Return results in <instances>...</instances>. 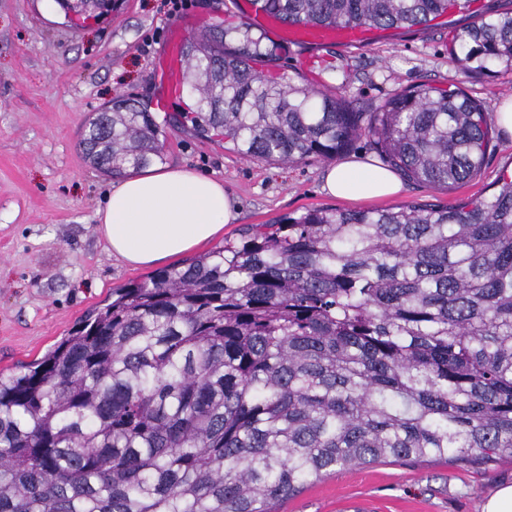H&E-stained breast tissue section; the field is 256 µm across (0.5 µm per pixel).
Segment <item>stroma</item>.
Instances as JSON below:
<instances>
[{"instance_id":"1","label":"stroma","mask_w":512,"mask_h":512,"mask_svg":"<svg viewBox=\"0 0 512 512\" xmlns=\"http://www.w3.org/2000/svg\"><path fill=\"white\" fill-rule=\"evenodd\" d=\"M236 0H119L100 22L73 29L55 0H0V374L19 373L41 357L113 288L145 277L112 257L95 213L111 176L91 167L79 146L93 113L117 97L151 101L162 124L170 167L218 177L240 207L238 225L268 224L311 208L387 209L443 206L485 196L512 168V137L494 132L480 174L456 189L409 181L387 200L348 201L323 189L325 163L246 160L223 143L169 124L184 109L160 107L159 59L178 21L191 32L240 23ZM473 12L439 18L425 31L379 30L350 47L329 42L312 53L268 35L285 78L331 90L371 112L412 85L460 86L486 112L512 98V72L465 78L451 51L456 30L474 12H512V0H475ZM512 483V460L476 468L438 461H385L313 481L283 512H482L491 492Z\"/></svg>"}]
</instances>
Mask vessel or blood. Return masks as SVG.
Segmentation results:
<instances>
[{"label": "vessel or blood", "mask_w": 512, "mask_h": 512, "mask_svg": "<svg viewBox=\"0 0 512 512\" xmlns=\"http://www.w3.org/2000/svg\"><path fill=\"white\" fill-rule=\"evenodd\" d=\"M243 11L253 24L277 33L282 39L302 49L313 48L331 39L348 46H356L367 42L372 35L371 30L365 27L294 26L287 29L282 27L275 16L259 10L251 0H245ZM183 68L184 62L178 44L170 42L168 52L160 65L167 98H179Z\"/></svg>", "instance_id": "obj_1"}]
</instances>
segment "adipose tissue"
Segmentation results:
<instances>
[{
	"mask_svg": "<svg viewBox=\"0 0 512 512\" xmlns=\"http://www.w3.org/2000/svg\"><path fill=\"white\" fill-rule=\"evenodd\" d=\"M323 189L339 199L370 200L397 196L404 186L390 168L352 157L326 168ZM238 217L223 180L184 167H153L114 180L96 224L114 257L150 267L221 237Z\"/></svg>",
	"mask_w": 512,
	"mask_h": 512,
	"instance_id": "1",
	"label": "adipose tissue"
}]
</instances>
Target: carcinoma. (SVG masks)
Listing matches in <instances>:
<instances>
[{
  "label": "carcinoma",
  "mask_w": 512,
  "mask_h": 512,
  "mask_svg": "<svg viewBox=\"0 0 512 512\" xmlns=\"http://www.w3.org/2000/svg\"><path fill=\"white\" fill-rule=\"evenodd\" d=\"M102 18L108 0H56ZM290 25L425 30L471 0H255ZM249 23L194 34L181 118L241 157L328 162L366 139L412 181L476 177L491 127L461 88L365 114L285 81ZM466 76L512 71V12L461 28ZM265 60L266 69L254 63ZM146 104L89 120L112 177L165 160ZM395 460L512 458V175L446 206L312 209L112 289L0 375V512H273L312 479Z\"/></svg>",
  "instance_id": "obj_1"
}]
</instances>
